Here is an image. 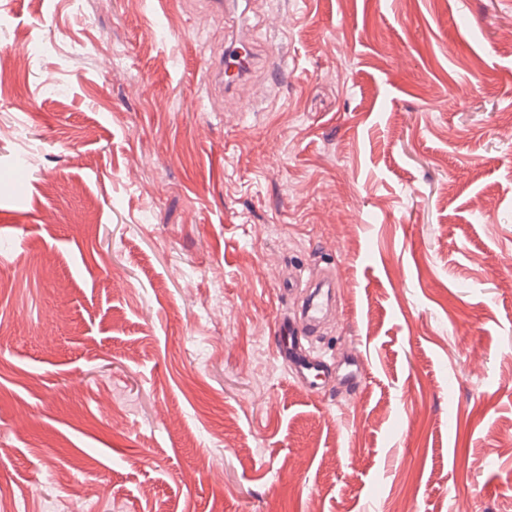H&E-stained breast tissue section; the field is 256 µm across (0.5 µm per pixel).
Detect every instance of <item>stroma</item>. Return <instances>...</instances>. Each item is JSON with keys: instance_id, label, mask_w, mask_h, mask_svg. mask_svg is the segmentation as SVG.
Returning <instances> with one entry per match:
<instances>
[{"instance_id": "1", "label": "stroma", "mask_w": 512, "mask_h": 512, "mask_svg": "<svg viewBox=\"0 0 512 512\" xmlns=\"http://www.w3.org/2000/svg\"><path fill=\"white\" fill-rule=\"evenodd\" d=\"M206 2L0 0V512H512V0ZM244 50H237L238 54L231 56L229 50L225 53L219 62L211 63L208 73V84L212 88H218L221 92H229L233 88H238L245 79L254 64V35L245 33L239 38ZM335 288V280L333 278H328L315 289L316 293L309 300L303 313V318L307 325L314 324L326 313V303L323 299L324 293L335 291ZM274 346L278 358L288 366L294 383L306 393H313L326 376L324 364L304 347L297 320L291 315H278L274 321Z\"/></svg>"}]
</instances>
